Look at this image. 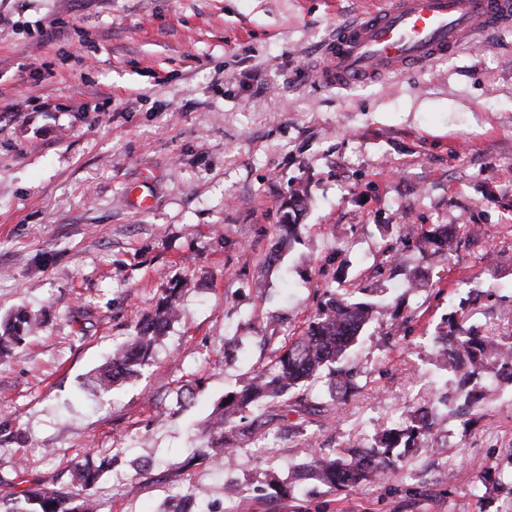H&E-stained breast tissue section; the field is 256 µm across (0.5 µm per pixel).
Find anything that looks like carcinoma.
I'll use <instances>...</instances> for the list:
<instances>
[{"label":"carcinoma","instance_id":"obj_1","mask_svg":"<svg viewBox=\"0 0 512 512\" xmlns=\"http://www.w3.org/2000/svg\"><path fill=\"white\" fill-rule=\"evenodd\" d=\"M424 244L433 256L450 253L455 246L453 232L445 226L425 235ZM323 297L301 336L233 392L232 400L225 399L214 408L198 435L201 454L226 465L244 432L267 433L273 422H286L290 414L306 412L312 404L304 385L324 370L328 371V385L341 394H353L361 388L364 371L348 359V353L366 326L383 313L384 305L350 298L332 286L325 289ZM179 316V300L171 293L135 327L131 339L114 349L99 367L95 393L105 396L118 383L140 375L149 365L156 343ZM38 328L39 322L28 310H15L0 323V358L9 355ZM435 340L440 345L439 361L459 376L461 385L487 373L502 384H512V341L481 336L472 327L463 328L455 317L448 319L447 330ZM405 419L399 429L374 434L369 448L344 452L317 443L308 445L305 456L311 459V474L335 489H353L381 479L396 465L395 449L429 447L426 439L435 428V416L408 406ZM104 467L103 463L79 465L75 491L39 487L0 496V512H100L96 485ZM484 489L487 493L512 494V471L496 472Z\"/></svg>","mask_w":512,"mask_h":512}]
</instances>
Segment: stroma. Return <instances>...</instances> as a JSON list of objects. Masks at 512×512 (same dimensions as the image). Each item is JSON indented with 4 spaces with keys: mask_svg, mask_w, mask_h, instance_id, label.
Wrapping results in <instances>:
<instances>
[{
    "mask_svg": "<svg viewBox=\"0 0 512 512\" xmlns=\"http://www.w3.org/2000/svg\"><path fill=\"white\" fill-rule=\"evenodd\" d=\"M386 2L0 0V100L27 93L0 111V320L42 323L0 364V495L71 484L90 452L119 457L104 512H162L186 488L199 512H512L471 493L512 461V386L482 378L496 395L466 418L432 353L452 314L512 336V29L399 77L321 84L336 24ZM442 224L460 246L433 257L419 237ZM326 284L387 305L353 353L365 387L301 434L243 442L235 469L195 456L193 434ZM173 291L181 316L150 365L94 394L112 346ZM409 403L439 417L433 451L402 450L371 486L305 476L274 494L301 444H367ZM460 466L469 482L437 481Z\"/></svg>",
    "mask_w": 512,
    "mask_h": 512,
    "instance_id": "obj_1",
    "label": "stroma"
}]
</instances>
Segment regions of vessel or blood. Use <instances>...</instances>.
<instances>
[{
    "mask_svg": "<svg viewBox=\"0 0 512 512\" xmlns=\"http://www.w3.org/2000/svg\"><path fill=\"white\" fill-rule=\"evenodd\" d=\"M511 28L512 0H391L337 25L319 77L343 87L401 76Z\"/></svg>",
    "mask_w": 512,
    "mask_h": 512,
    "instance_id": "b4317fda",
    "label": "vessel or blood"
}]
</instances>
